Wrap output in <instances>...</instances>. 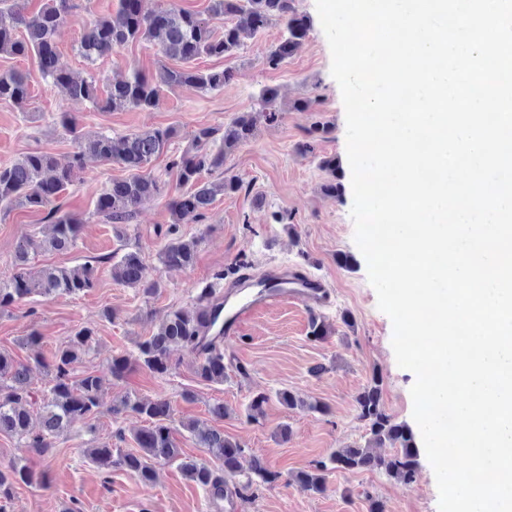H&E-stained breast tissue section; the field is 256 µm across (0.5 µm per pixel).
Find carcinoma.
<instances>
[{"mask_svg":"<svg viewBox=\"0 0 512 512\" xmlns=\"http://www.w3.org/2000/svg\"><path fill=\"white\" fill-rule=\"evenodd\" d=\"M19 2L13 0L11 4L10 25L4 23L0 9V56L31 54L37 61L40 78L49 86L61 87L75 99L112 112L148 109L154 106L163 87L193 85L205 92L220 91L230 82V73L203 71L189 67L188 63L202 57L229 55L244 46V40L256 38L276 23L283 26L285 34L268 51L266 62L278 67L293 56L309 31V20L295 8V0H210V15L231 18L220 35L209 19L175 5L146 13L143 0H117L113 12L96 20L81 35L78 51L85 60L93 63L129 43L146 41L158 45L165 57L185 67L163 65L151 76L133 70L110 83L102 97L94 77L76 75L59 63L55 35L73 10V0H48L42 10L32 16L24 13ZM30 82V74L26 72L0 71V102L23 107L29 97ZM277 98V90H263V114L269 121L279 118ZM60 124L78 145V150L66 163H59L49 152L33 150L0 165V207L46 209L53 226L52 236L41 244L31 238L18 242L16 272L9 281L0 282V310L31 295H79L96 288V268L88 262L73 267H46L36 274L28 269L30 253L40 247L66 252L76 245L81 221L61 211L55 201L83 172L86 154L106 163L119 164L129 171L128 177L111 181L98 195L95 205L97 213L112 224V233L119 241L128 239L139 204L164 191L165 184L153 176L148 167L166 148L174 136L173 130L155 128L119 138L103 133L91 135L83 132L75 118L65 112ZM255 128L256 117L251 113L232 118L222 129L200 128L193 134L188 148L172 161L177 181L186 191L169 203L172 222L164 233L165 243L159 252L163 264L181 268L193 264L199 239L179 234L177 224L189 215L198 220L204 218L217 196L239 190V183L232 176L204 181L202 173L224 170V162L255 135ZM245 269L247 265L239 264L225 274H216L214 281L201 288L196 306L170 311L151 336L137 343L136 364L154 374L166 375L172 368L171 352L187 348L199 358L196 373L201 379L224 382V337L216 335L224 327V317L214 299L224 294V277L232 278ZM112 278L140 289L145 295H152L160 288L137 251L124 253L112 264ZM92 340V329L83 328L45 362L50 380L47 394L41 397L29 390L28 367L9 352L0 351V434L27 439L30 447L43 456L51 448V438L98 407L99 377L88 373L77 381L72 380L74 367L89 353ZM381 386L382 378L375 373L355 398L358 418L369 424L368 441L363 446L354 444L337 449L331 462L347 472L384 470L392 477L409 481L418 465L415 436L406 424L394 421L385 413L381 405ZM126 412L135 413L148 422V426L134 436L139 452H115L104 444L90 449L91 462L107 469L130 472L143 482L153 479L156 465L175 464L188 479L219 498L224 497L226 491L243 495L252 489L256 477L264 483L279 478L263 462L255 460L251 464L254 478L244 483L235 482L241 471L244 446L224 432L195 420L182 423V428L194 437L198 447L215 459L219 469L185 456L177 447L175 429L171 426V405L165 399L129 393L113 398L112 414L118 416ZM36 414L42 421L38 432L32 427ZM385 444L399 449V453L385 459L373 452V448ZM326 470L325 464H317L292 475L289 482L303 491L319 492L325 483ZM42 479L43 475L27 465L13 466L6 472L0 470V500L11 499L16 485H40Z\"/></svg>","mask_w":512,"mask_h":512,"instance_id":"1","label":"carcinoma"}]
</instances>
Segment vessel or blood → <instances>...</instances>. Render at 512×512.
<instances>
[{"label": "vessel or blood", "mask_w": 512, "mask_h": 512, "mask_svg": "<svg viewBox=\"0 0 512 512\" xmlns=\"http://www.w3.org/2000/svg\"><path fill=\"white\" fill-rule=\"evenodd\" d=\"M331 298L327 285L318 278L273 268L264 275L242 279L224 289V336L240 334L255 314L285 303L308 309L325 306Z\"/></svg>", "instance_id": "obj_1"}]
</instances>
